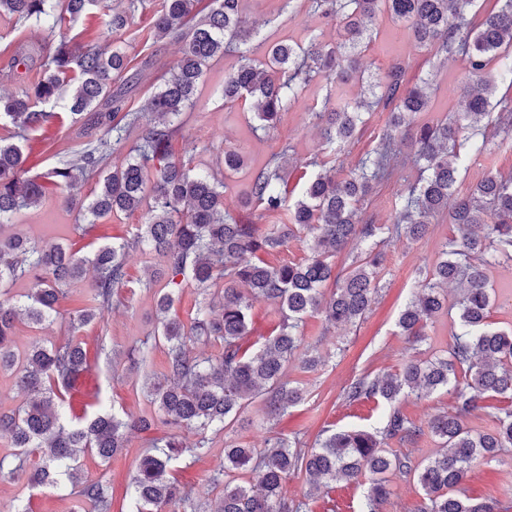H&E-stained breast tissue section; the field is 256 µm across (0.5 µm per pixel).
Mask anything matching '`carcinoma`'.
I'll return each instance as SVG.
<instances>
[{
    "label": "carcinoma",
    "mask_w": 512,
    "mask_h": 512,
    "mask_svg": "<svg viewBox=\"0 0 512 512\" xmlns=\"http://www.w3.org/2000/svg\"><path fill=\"white\" fill-rule=\"evenodd\" d=\"M112 8L107 30L127 28L144 0H123ZM201 0H162L152 17V29L162 39L173 36L182 46L170 76L156 88L146 111L98 112L108 103L112 83L132 62L126 48L107 51L98 40L77 41L52 37L65 24H73L102 0H0V16L21 25L44 29L43 76L22 94L0 96V121L14 128L16 142L0 139V226L17 213L39 205L52 190H71L81 177L100 175V190L81 206L87 232L110 214L146 208L145 223L127 237H114L92 251L57 242H30L16 235L0 238V370L11 371L25 404L8 414L0 412V437L15 449L18 464L12 474L29 487L54 485L63 478L76 488L89 512H111L112 494L107 481L82 478L80 455L89 452L102 463L122 453L134 432H147L157 423L166 435L149 440L151 451L138 461L126 494L128 512H310L308 498L288 499L283 488L291 476H309L315 494L329 495L333 483L358 484L368 478L365 512H379L392 495V478L413 477L423 495L418 512H512V504L465 495L461 486L472 465L512 448V408L499 409L492 433L474 434L466 416L488 400L512 399V330L496 329L488 322L496 289L489 269L512 262V176L489 173L466 192L458 189L466 156L459 141L462 130L494 119L512 128V112H491L495 85L488 80L469 94L465 111L450 121H432L410 127V118L426 111L429 84H408L397 67L378 83L371 102L354 104L326 94L310 116L331 151L342 150L365 123L364 113L393 106L380 142L359 161L342 171L313 160L319 171L304 180L295 200L288 198V169L296 158L283 146L258 168L243 192L242 202L273 218L266 231L242 224L224 206L226 183L196 170L191 160H176L173 140L181 132L177 122L192 103L209 62L233 53L224 71V104L251 102L252 131L270 135L282 113L296 102L299 92L315 77L338 85L349 82L357 56L369 35L368 23L380 13L395 23L409 22L415 42L446 55L464 57L469 76L479 77L498 65L501 78L512 68L503 62V49L512 48V0L474 20L464 16L473 0H313L312 7L336 20L341 41L324 43L316 36L304 45L286 40L262 42L255 55L254 38L241 19V0H211L208 11ZM457 17L449 22L448 15ZM53 103L66 110L71 124L105 127L112 139H100L41 172L30 173L32 147L28 134L58 117L39 105ZM147 121L140 144L123 162L105 171L114 150L128 132ZM415 135L418 184L395 201L396 223L372 224L362 218V206L372 185L390 175V161L398 143ZM467 153L481 155L486 141H472ZM244 165V155L224 146V173ZM448 216L454 235L446 243L431 271L418 281L414 297L401 309L396 325L408 341L424 340L425 329L448 311L446 287L461 285L458 331L447 355L430 360L408 359L397 373L358 377L346 388L351 403L372 401L382 408L380 425L371 429L322 430L308 448L275 434L264 447L250 448L230 442L224 461L208 475L207 488L185 483L175 476L176 464L190 457L202 460L213 437L224 431L255 398L263 400L271 417L288 414L303 399V390L288 383V364L300 355L312 369L320 357L301 352L300 328L316 314L330 327L353 325L365 318L377 291L380 252L376 248L405 235L420 239L439 217ZM310 235L308 255L299 262L270 265L264 256L280 251L301 232ZM353 244L367 246L364 257L338 268L336 257ZM142 251L156 259L146 269L142 285L154 289L156 319L153 341L130 347L124 354L126 370L144 373V393L153 405L151 414H125L64 404V392L75 388L91 371L86 348L68 341L50 346L33 343L23 353L14 351L16 326L25 320L41 325L58 308L75 281L92 267L95 277L86 301L71 319V328L97 323L125 305L121 289L130 277L129 253ZM31 287L20 298L10 291L20 282ZM192 283L199 290L189 323L176 311L179 292ZM332 291L327 293V284ZM257 301L279 308L280 318L271 334L254 350L244 347L250 336V310ZM166 346V375L146 373L155 344ZM197 344H210L217 354L193 352ZM444 389L455 398L451 412L434 416L427 427L415 424L401 409L403 392ZM429 433L442 451L424 463L389 449L415 442ZM261 474L255 485L236 481L244 468ZM223 487L220 505L209 508L211 490Z\"/></svg>",
    "instance_id": "carcinoma-1"
}]
</instances>
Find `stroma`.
Returning a JSON list of instances; mask_svg holds the SVG:
<instances>
[{
  "mask_svg": "<svg viewBox=\"0 0 512 512\" xmlns=\"http://www.w3.org/2000/svg\"><path fill=\"white\" fill-rule=\"evenodd\" d=\"M161 0H149L147 10L136 13L127 30L106 33L104 12H97L79 20L74 32L91 28L104 33L106 43L127 44L135 59L123 81L116 83L112 92L121 100L123 110L141 109L159 84V78L179 56L175 40L154 39L151 19L154 8ZM283 0H243L242 17L247 28L256 30L260 37L271 40L288 39L304 42L316 36L325 42L339 41L334 25L328 24L319 13L309 7L308 0H293L288 12H281ZM370 45L362 52L359 67L362 81H350L347 90L351 97H359L361 85L386 75L395 65L406 69L405 79L415 83L429 79L430 106L423 113L426 121L438 120L460 112L472 83L466 76L461 56L449 57L430 48L418 46L409 24L395 23L385 15L376 16L370 26ZM42 35L33 28L13 26L7 17H0V94L19 93L35 83L41 75L43 52ZM22 52L28 58L27 66L10 72L8 56ZM232 63L230 57L212 60L197 92L192 109L183 112V136L173 143L175 156L191 149L192 164L201 169H212L225 142L237 145L246 158L243 169L228 181L224 203L240 221L267 228L270 220L260 209L240 204L243 189L250 174L261 166L281 145H290L295 157L307 161L326 159L327 153L319 131L308 113L314 102L322 100L328 86L324 78L317 77L302 89L296 103L285 113L272 136L253 134L245 121L244 105L227 107L219 91L224 82V71ZM104 129H87L57 121L46 126V138L35 143L45 165L55 164L73 148L103 137ZM512 174V137L494 136L477 166H468L461 174L460 187L468 189L488 173ZM419 179V168L414 163V147L404 141L397 147V160L391 177L376 186L363 205L365 220L376 224H389L395 219L394 200ZM98 189L96 178L79 184L74 194L76 206L62 204L58 194L46 196L42 204L22 211L14 224L0 227V235L22 234L30 240H54L83 247L85 239L75 231L81 223L79 202L92 199ZM453 234L447 218H439L428 234L419 240L400 238L382 245L383 263L379 269V291L367 314L356 326L346 330L326 327L320 317L307 318L301 328L306 347L315 350L322 362L315 369L304 368L300 360L288 366L291 385L304 389L303 400L291 408L288 415L278 421L268 420L262 399H254L227 427L222 437L216 438L208 457L187 466L178 473L181 481L205 485L210 471L224 458L225 441H235L253 448L263 447L267 438L276 433L299 436L306 445H313L325 428L372 427L377 414L371 403H349L345 398L348 384L364 374L381 375L397 371L404 360L425 359L444 354L452 342L455 331L453 316L438 317L426 329V340L410 344L401 336L396 319L401 308L411 297L413 286L421 270L431 268L438 259L442 246ZM498 297L490 310L489 320L499 329L512 328V263H503L490 270ZM90 278H83L71 287L70 297L60 305L54 323L36 328L19 322L15 342L27 348L35 341L60 343L67 338L69 314L82 307L88 292ZM128 305L108 314L105 320L107 349L97 352V327L89 326L78 334L90 354L92 371L74 397L78 400H98L126 412L138 415L149 412L150 406L141 392L142 383L128 374L116 354L152 335L156 324L154 293L140 287L122 291ZM165 426H155L151 432L131 437L122 454L110 464H102L91 455L80 459L82 475L88 479L106 476L112 484V512H125L128 506L126 489L129 476L144 455L151 437L165 433ZM15 460L10 441L0 438V512H9L15 500H29L32 512H74L78 503L69 481L54 486L31 489L16 480L11 471ZM463 490L466 495L480 498L505 499L512 496V452H501L497 458L479 462L469 472Z\"/></svg>",
  "mask_w": 512,
  "mask_h": 512,
  "instance_id": "stroma-1",
  "label": "stroma"
}]
</instances>
